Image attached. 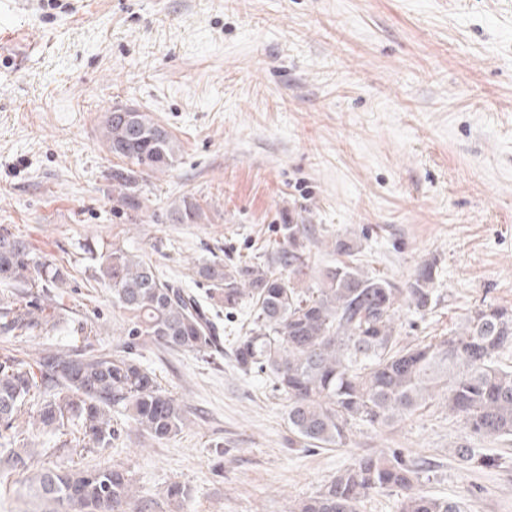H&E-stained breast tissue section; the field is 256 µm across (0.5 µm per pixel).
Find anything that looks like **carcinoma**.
Returning <instances> with one entry per match:
<instances>
[{
	"label": "carcinoma",
	"instance_id": "cac0c4a2",
	"mask_svg": "<svg viewBox=\"0 0 512 512\" xmlns=\"http://www.w3.org/2000/svg\"><path fill=\"white\" fill-rule=\"evenodd\" d=\"M102 138L120 163L112 166V202L126 212L142 208L138 177L173 166L179 146L151 113L107 112ZM181 220L201 218V207L185 196L174 206ZM284 240L274 255L250 264L217 261L196 274L232 311L252 306L253 319L233 342L245 374L272 378L288 398V429L306 447H343L357 423L389 427L439 404L472 435L496 440L512 436V306L486 304L467 313L448 335L400 347L396 312L406 306L423 315L435 302L436 262L424 260L405 287L397 288L354 263L359 244L336 237L340 260L326 267L319 282H306L308 224L283 225ZM94 278L112 291V303L131 316L128 340L113 354L46 352L35 365L0 357V447L6 475L50 505L47 512H150L152 502L136 497L128 471L112 466L61 471L52 466L30 476V455L19 419L42 397L36 421L43 431L66 437L83 450L103 453L117 437V408L137 429L156 441L185 425V411L144 367L135 349L152 344L175 352L211 357L222 352L219 328L199 299L152 262L112 246L95 256ZM68 282L62 265L33 255L27 242L0 233V334L27 336L46 323L35 290ZM463 463L489 466L466 443L455 446ZM417 467L402 453L363 455L338 472L297 512H358L374 492H401L399 512H463L462 502L423 492ZM166 498L182 504L189 489L169 484Z\"/></svg>",
	"mask_w": 512,
	"mask_h": 512
}]
</instances>
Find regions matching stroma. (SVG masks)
<instances>
[{
  "label": "stroma",
  "instance_id": "35a3bbf8",
  "mask_svg": "<svg viewBox=\"0 0 512 512\" xmlns=\"http://www.w3.org/2000/svg\"><path fill=\"white\" fill-rule=\"evenodd\" d=\"M117 104L151 111L180 144L170 169L140 178L132 218L113 208L117 159L99 135ZM185 196L196 222L170 214ZM288 222L313 226L317 270L339 236L399 287L436 259L437 301L400 310L401 344L512 305V0H0V228L69 271L38 298L48 325L0 335V355L119 349L129 316L86 245L136 249L206 302L199 263L266 258ZM139 358L183 407L182 431L154 441L117 414L109 452L78 453L30 418L33 467L123 468L152 512H172L173 482L190 489L181 512H291L357 457L398 449L421 462L424 491L512 512V446L471 437L440 405L307 448L288 442L286 397L229 353L150 345ZM459 443L496 465L462 464Z\"/></svg>",
  "mask_w": 512,
  "mask_h": 512
}]
</instances>
